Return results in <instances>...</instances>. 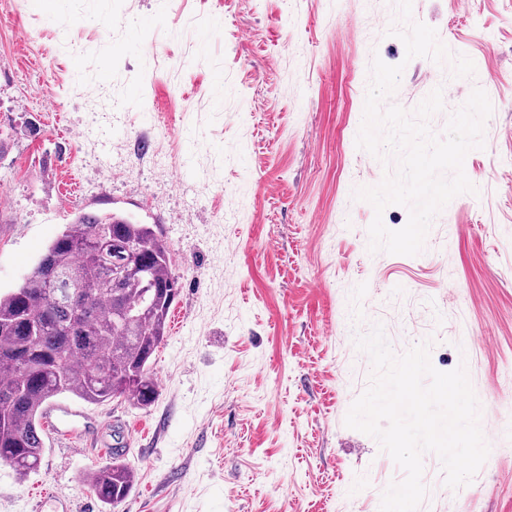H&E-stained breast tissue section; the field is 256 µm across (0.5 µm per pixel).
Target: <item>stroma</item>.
<instances>
[{"label": "stroma", "instance_id": "35a3bbf8", "mask_svg": "<svg viewBox=\"0 0 512 512\" xmlns=\"http://www.w3.org/2000/svg\"><path fill=\"white\" fill-rule=\"evenodd\" d=\"M396 0H0V291L82 211L158 225L180 293L146 409L74 396L90 435L46 430L40 468L0 464V512L42 487L100 512L84 481L120 444L136 473L112 512H379L403 471L345 425L371 373L356 336L432 340L466 366L489 455L451 489L423 457L419 512H512V0H412L475 73L406 60ZM390 103L435 88L442 132L474 88L493 106L473 194L415 256L368 250L381 161L356 146L373 59Z\"/></svg>", "mask_w": 512, "mask_h": 512}]
</instances>
